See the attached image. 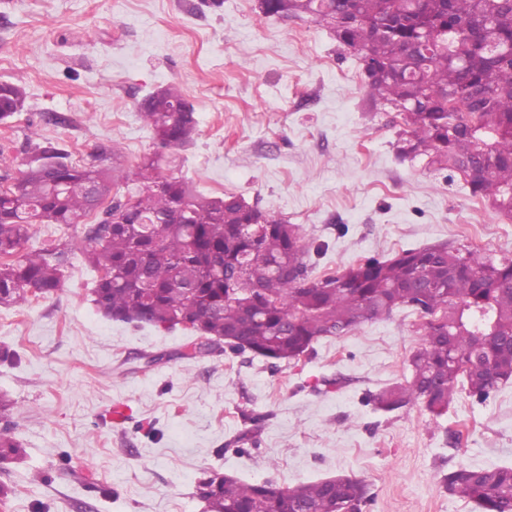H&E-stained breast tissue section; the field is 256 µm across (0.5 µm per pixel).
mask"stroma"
Masks as SVG:
<instances>
[{"instance_id":"obj_1","label":"stroma","mask_w":512,"mask_h":512,"mask_svg":"<svg viewBox=\"0 0 512 512\" xmlns=\"http://www.w3.org/2000/svg\"><path fill=\"white\" fill-rule=\"evenodd\" d=\"M361 68L328 28L265 17L256 0H0V82L26 95L0 127V173L26 170L32 136L80 164L135 168L156 149L136 105L173 85L198 132L172 176L302 225L323 248L314 276L444 242L512 257V216L401 158L399 123L367 99ZM93 279L72 253L60 291L0 306V348L19 356L0 363L16 403L0 428L26 451L0 467V512H203L211 470L289 487L350 475L370 488L365 512H475L448 471L512 465V384L483 402L458 392L439 418L371 404L422 344L412 310L273 365L191 357L193 332L109 319Z\"/></svg>"}]
</instances>
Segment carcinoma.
<instances>
[{"instance_id": "obj_1", "label": "carcinoma", "mask_w": 512, "mask_h": 512, "mask_svg": "<svg viewBox=\"0 0 512 512\" xmlns=\"http://www.w3.org/2000/svg\"><path fill=\"white\" fill-rule=\"evenodd\" d=\"M264 15L312 20L361 55L369 99L401 118L397 153L448 171L471 195L512 215V0H265ZM0 124L25 107L17 85L0 83ZM175 87L137 104L157 150L130 173L78 165L52 142L35 144L15 191L0 193V304L62 288L63 252L28 247L34 224H81L90 186L116 184L110 221L69 243L98 273L94 304L106 317L173 330L189 320L232 352L277 362L306 355L320 339L344 336L411 308L427 318L422 347L404 382L385 388L387 413L419 404L448 412L457 388L478 402L512 383V258L442 243L370 258L335 275L310 276L300 224L274 219L234 195L207 197L160 169L197 133ZM289 269L291 276L282 275ZM430 285L421 291L411 287ZM25 449L0 431V462ZM448 492L477 512H512V466L459 467ZM206 512H363L368 485L339 476L285 487L233 474L200 479Z\"/></svg>"}]
</instances>
